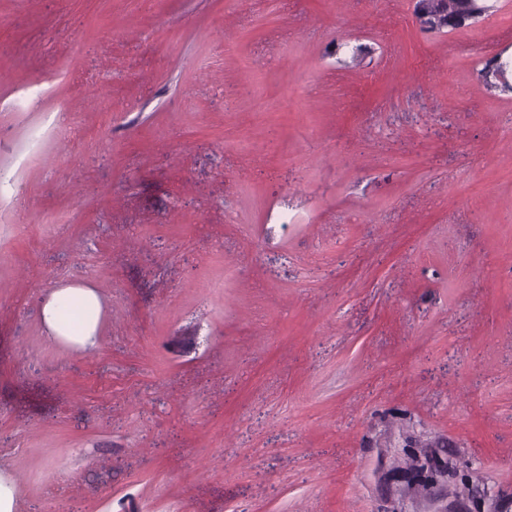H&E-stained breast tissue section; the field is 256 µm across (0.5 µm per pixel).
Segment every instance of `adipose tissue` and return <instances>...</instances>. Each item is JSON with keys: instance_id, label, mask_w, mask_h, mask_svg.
Returning <instances> with one entry per match:
<instances>
[{"instance_id": "obj_1", "label": "adipose tissue", "mask_w": 512, "mask_h": 512, "mask_svg": "<svg viewBox=\"0 0 512 512\" xmlns=\"http://www.w3.org/2000/svg\"><path fill=\"white\" fill-rule=\"evenodd\" d=\"M99 308V296L91 287H57L45 300L41 318L53 338L88 349L97 343Z\"/></svg>"}]
</instances>
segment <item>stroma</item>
I'll return each instance as SVG.
<instances>
[{
  "label": "stroma",
  "mask_w": 512,
  "mask_h": 512,
  "mask_svg": "<svg viewBox=\"0 0 512 512\" xmlns=\"http://www.w3.org/2000/svg\"><path fill=\"white\" fill-rule=\"evenodd\" d=\"M0 0L13 512H512V0ZM102 300L54 340L51 288ZM446 2V9L448 14L452 13L456 8L457 0H420L425 4L429 13L434 15L438 12L440 2ZM438 2V6L435 5ZM486 0H459L456 12L448 19L445 15L441 27H446L451 30L460 29L480 19L487 11L488 6L485 4ZM483 74L490 87H500L512 91V83L505 81L504 65L498 57H492L484 61ZM100 299L88 286L54 288L41 308L50 335L83 349L96 346Z\"/></svg>",
  "instance_id": "stroma-1"
}]
</instances>
